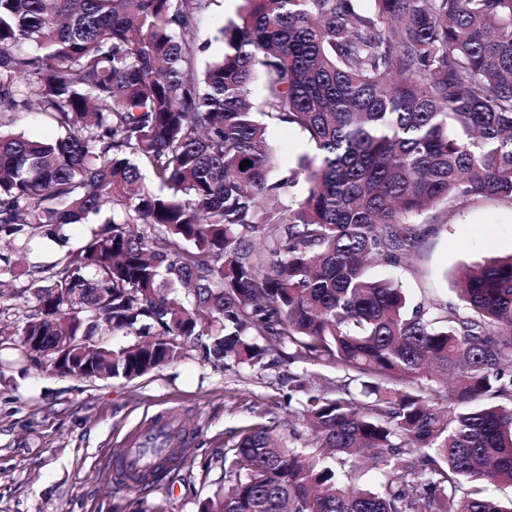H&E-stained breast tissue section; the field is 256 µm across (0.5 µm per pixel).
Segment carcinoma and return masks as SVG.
Masks as SVG:
<instances>
[{"label": "carcinoma", "mask_w": 512, "mask_h": 512, "mask_svg": "<svg viewBox=\"0 0 512 512\" xmlns=\"http://www.w3.org/2000/svg\"><path fill=\"white\" fill-rule=\"evenodd\" d=\"M214 2L0 0V233L98 222L29 271L0 336L110 288L59 334L153 337L112 351L114 378L202 336L215 361L336 367L309 446L241 430L201 512H512L487 492L512 486V256L465 271L458 304L370 273L420 246L414 217L512 204V0H244L202 69ZM34 109L56 137L4 131ZM261 115L316 153L281 166ZM365 453L399 460L380 493L342 477Z\"/></svg>", "instance_id": "1"}]
</instances>
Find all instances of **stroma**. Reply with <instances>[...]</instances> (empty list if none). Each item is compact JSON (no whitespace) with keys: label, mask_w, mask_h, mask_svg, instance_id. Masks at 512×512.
Returning <instances> with one entry per match:
<instances>
[{"label":"stroma","mask_w":512,"mask_h":512,"mask_svg":"<svg viewBox=\"0 0 512 512\" xmlns=\"http://www.w3.org/2000/svg\"><path fill=\"white\" fill-rule=\"evenodd\" d=\"M267 141L281 164L295 165L313 147L298 129L269 123ZM426 234L400 267L371 272L399 282L411 304L456 301L465 267L512 254V205L483 199L439 207L420 217ZM91 225L64 226L63 241L0 237V253L17 259L7 289L25 288L29 266H50L76 247ZM191 340L183 357L132 380L79 378L32 368L15 348H0V512H199L228 489L224 450L255 423L273 426L287 446H306L311 433L300 405L286 407L288 377L300 364L270 356L250 367L204 358ZM176 412L195 436L192 453L144 490L105 473L126 434L145 417Z\"/></svg>","instance_id":"1"}]
</instances>
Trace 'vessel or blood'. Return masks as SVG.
Listing matches in <instances>:
<instances>
[{"mask_svg": "<svg viewBox=\"0 0 512 512\" xmlns=\"http://www.w3.org/2000/svg\"><path fill=\"white\" fill-rule=\"evenodd\" d=\"M192 441L191 433L181 429L173 414L151 416L128 435L111 477L126 487H138L174 467Z\"/></svg>", "mask_w": 512, "mask_h": 512, "instance_id": "obj_1", "label": "vessel or blood"}]
</instances>
